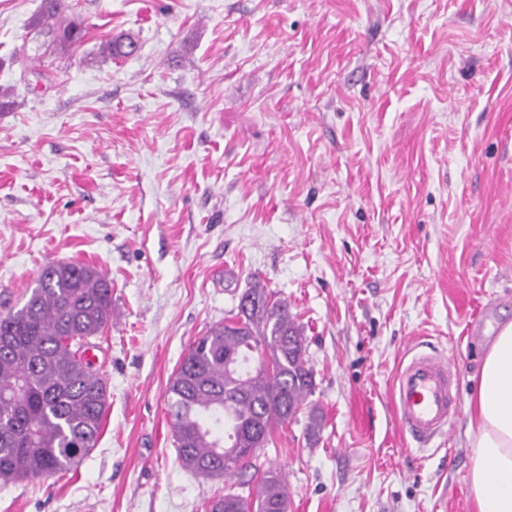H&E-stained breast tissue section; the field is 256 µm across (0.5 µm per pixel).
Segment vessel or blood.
<instances>
[{
	"instance_id": "vessel-or-blood-1",
	"label": "vessel or blood",
	"mask_w": 512,
	"mask_h": 512,
	"mask_svg": "<svg viewBox=\"0 0 512 512\" xmlns=\"http://www.w3.org/2000/svg\"><path fill=\"white\" fill-rule=\"evenodd\" d=\"M458 376L446 357L417 354L402 364L393 402L404 431L421 447L446 435L457 414Z\"/></svg>"
}]
</instances>
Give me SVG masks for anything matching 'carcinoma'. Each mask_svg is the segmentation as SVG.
Returning <instances> with one entry per match:
<instances>
[{
	"label": "carcinoma",
	"instance_id": "cac0c4a2",
	"mask_svg": "<svg viewBox=\"0 0 512 512\" xmlns=\"http://www.w3.org/2000/svg\"><path fill=\"white\" fill-rule=\"evenodd\" d=\"M32 21L55 52L86 35L67 0H43ZM112 317V287L83 264L52 262L18 309L0 314V482L67 472L95 447L107 380L87 358ZM315 387L302 326L256 280L237 313L194 341L167 387L183 466L224 482L206 512H274L288 505L275 471H251L257 449L295 418ZM257 480L255 492H237Z\"/></svg>",
	"mask_w": 512,
	"mask_h": 512
}]
</instances>
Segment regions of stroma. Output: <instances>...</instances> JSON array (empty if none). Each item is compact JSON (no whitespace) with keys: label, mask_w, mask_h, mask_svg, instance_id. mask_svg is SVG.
Returning <instances> with one entry per match:
<instances>
[{"label":"stroma","mask_w":512,"mask_h":512,"mask_svg":"<svg viewBox=\"0 0 512 512\" xmlns=\"http://www.w3.org/2000/svg\"><path fill=\"white\" fill-rule=\"evenodd\" d=\"M41 3L0 0V306L96 267L109 397L81 464L0 485V512H205L224 485L181 465L165 392L257 278L314 370L256 452L288 512H475L469 399L512 321V0H71L82 44L16 60ZM121 34L135 52L102 55ZM416 350L450 359L459 410L411 454Z\"/></svg>","instance_id":"obj_1"}]
</instances>
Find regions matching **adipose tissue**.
<instances>
[{
  "label": "adipose tissue",
  "instance_id": "adipose-tissue-1",
  "mask_svg": "<svg viewBox=\"0 0 512 512\" xmlns=\"http://www.w3.org/2000/svg\"><path fill=\"white\" fill-rule=\"evenodd\" d=\"M472 402L469 486L476 512H512V323L484 355Z\"/></svg>",
  "mask_w": 512,
  "mask_h": 512
}]
</instances>
